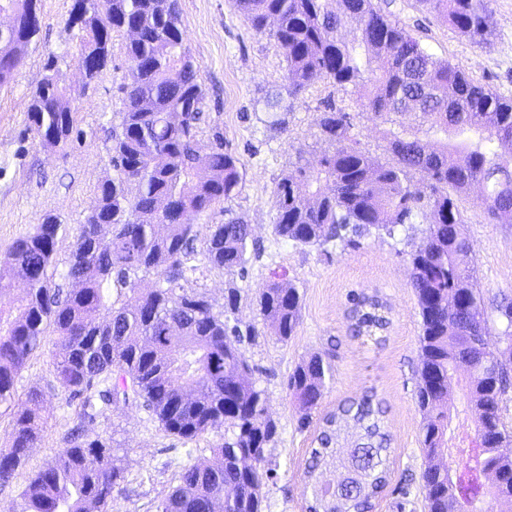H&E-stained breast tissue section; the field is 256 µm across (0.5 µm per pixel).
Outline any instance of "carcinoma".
I'll return each mask as SVG.
<instances>
[{
    "label": "carcinoma",
    "mask_w": 512,
    "mask_h": 512,
    "mask_svg": "<svg viewBox=\"0 0 512 512\" xmlns=\"http://www.w3.org/2000/svg\"><path fill=\"white\" fill-rule=\"evenodd\" d=\"M70 16L78 28L74 59L100 48L92 62L103 73L115 32L127 35L130 67L120 86V123L112 127V177L96 189L58 270L57 238L67 234L46 214L34 233L0 251V407L16 403L15 382L47 329L56 340L52 367L58 387L75 402L77 427L56 459L39 469L12 512H109L124 481L112 445L89 439L85 427L120 405H138L162 430L187 442L224 432L212 448L218 463L184 467L158 512H263V488L275 477L266 448L277 434L256 368L241 348L253 330L231 318L240 287L216 307L183 283L201 267L245 281L260 250L252 229L224 208V222L193 223L239 193L241 162L214 133L206 156L198 134L205 94L200 66L185 44L178 0H82ZM458 33L484 39L493 24L492 0H416ZM257 33L283 52L288 95L328 81L350 88L379 123L391 160L360 146L353 118L328 103L316 117L330 149L308 166L292 164L275 189L274 235L328 255L341 242L356 248L373 232L430 215L413 245L409 284L419 308V366L415 399L422 415L420 489L427 512H512V433L502 403L512 389V290L484 297L471 275V246L456 197L473 185L488 217L512 224V99L493 93L460 67L434 58L375 0H232ZM37 0H0L14 16L12 60L0 85L24 64ZM353 34L347 39L346 34ZM64 55L48 58L27 105L29 130L44 144H66L75 128L69 93L51 82ZM268 127L282 130L288 111L265 100ZM409 116L405 126L399 118ZM423 177L413 181L414 175ZM28 281L15 293L13 276ZM153 278L146 290L138 288ZM352 335L384 341L389 308L377 294L348 295ZM270 334L286 342L301 320L302 298L272 269L255 299ZM500 324V346H476L475 336ZM330 355L299 363L287 391L306 428L334 379ZM463 386L473 429L456 433L448 401ZM387 408L373 390L318 417L306 477L308 512H371L388 486L391 438ZM46 423L39 395L26 396L12 417L10 447L0 450V485L10 482ZM468 444L461 463L448 449Z\"/></svg>",
    "instance_id": "cac0c4a2"
}]
</instances>
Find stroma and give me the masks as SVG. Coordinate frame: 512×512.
Returning <instances> with one entry per match:
<instances>
[{
  "label": "stroma",
  "instance_id": "obj_1",
  "mask_svg": "<svg viewBox=\"0 0 512 512\" xmlns=\"http://www.w3.org/2000/svg\"><path fill=\"white\" fill-rule=\"evenodd\" d=\"M71 4L38 0L41 30L14 80L0 87V248L32 231L48 213L75 229L94 201L95 186L112 174L110 131L120 121V85L130 66L125 33L114 34L112 60L96 81L85 82L76 62L58 67L56 78L69 90L76 114L74 137L64 146L49 148L28 130L27 105L47 56L62 54L76 42L68 24ZM179 8L185 42L200 64L206 96L208 122L198 136L200 150L209 152L218 133L240 157L241 190L229 207L250 224L262 249L241 291L236 317L241 326L260 328L256 340L243 342L242 348L260 370L259 385L278 427L267 451L276 476L265 488V512H306L304 467L313 431L299 429V411L287 393V380L303 359L323 351L332 353L335 374L322 411L334 410L340 401L370 388L387 408L390 483L373 512H424L419 486L421 414L414 397L420 316L407 272L411 246L430 219L420 215L415 223L399 227L395 237L374 233L359 247H335L328 257L274 237L277 182L297 156L313 166L325 150L316 126L324 101L357 114L363 149L380 158L384 151L379 128L360 115L350 90L319 81L289 96L281 49L273 39L257 34L231 0H179ZM389 9L429 53L458 65L497 95L512 98V0H492L493 32L481 43L459 34L416 0H389ZM275 95L288 107L286 127L278 132L263 122L264 102ZM477 197V191H470L459 196L458 204L474 256L473 280L492 295L512 289V225L490 220ZM275 267L286 271L302 298L301 323L285 342L261 329V318L250 303ZM353 290L379 291L390 304L392 324L381 345L350 335L346 299ZM54 340V335L46 336L17 379L19 397L41 392L47 425L10 483L0 486V512H11L29 478L64 448L76 422L75 407L55 385L50 356ZM92 430L119 444L115 454L125 479L112 494L111 512H157L182 468L212 460L210 448L220 440L211 433L183 442L163 432L145 410L123 405L110 422L95 424Z\"/></svg>",
  "mask_w": 512,
  "mask_h": 512
}]
</instances>
